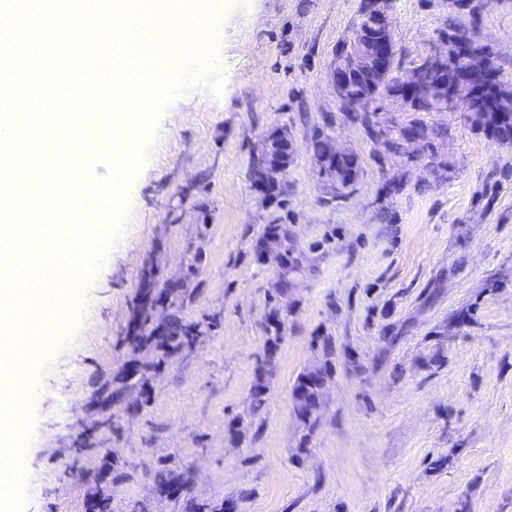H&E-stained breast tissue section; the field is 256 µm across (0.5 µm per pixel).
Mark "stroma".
I'll return each instance as SVG.
<instances>
[{
    "mask_svg": "<svg viewBox=\"0 0 512 512\" xmlns=\"http://www.w3.org/2000/svg\"><path fill=\"white\" fill-rule=\"evenodd\" d=\"M363 0H227L208 51L219 84H197L141 136L115 242L41 343L29 375L24 512H181L155 479L234 512H512V144L462 112L385 103L373 140L331 80ZM400 74L475 32L512 87V0H383ZM292 151L280 194L254 161L274 135ZM351 152L349 186L321 173L314 134ZM278 245L260 250L267 225ZM297 264L288 292L275 257ZM195 288L183 315L217 325L148 376L138 414L112 409L100 448L73 447L103 417L101 385L154 347L125 336L145 269ZM284 338L266 351L272 315ZM327 376L316 424L298 419L297 377ZM264 377L260 410L251 389Z\"/></svg>",
    "mask_w": 512,
    "mask_h": 512,
    "instance_id": "obj_1",
    "label": "stroma"
}]
</instances>
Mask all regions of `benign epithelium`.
Masks as SVG:
<instances>
[{
    "label": "benign epithelium",
    "mask_w": 512,
    "mask_h": 512,
    "mask_svg": "<svg viewBox=\"0 0 512 512\" xmlns=\"http://www.w3.org/2000/svg\"><path fill=\"white\" fill-rule=\"evenodd\" d=\"M491 63L480 50L470 34L461 39L446 41V50L438 51L415 67L409 75L394 76L396 69V42L393 37L392 22L378 6V0H367L366 23L351 41L336 50V61L332 71V81L336 95L344 107L352 112H365L375 117L383 102L378 94L387 83L393 82L401 91L388 97V100L411 107L413 90L419 86L420 77L425 71L436 72L441 76L435 87L422 89V94L431 100V111L446 112L458 109L464 112L470 123H475L476 113L463 105L469 94L468 78L475 70H490ZM363 78L372 89V95L356 99L349 94L352 81Z\"/></svg>",
    "instance_id": "benign-epithelium-1"
}]
</instances>
